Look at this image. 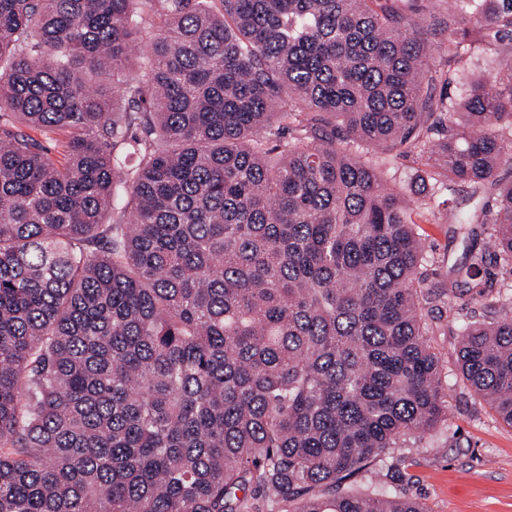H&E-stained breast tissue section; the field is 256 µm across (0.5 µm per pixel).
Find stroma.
<instances>
[{"label": "stroma", "instance_id": "35a3bbf8", "mask_svg": "<svg viewBox=\"0 0 512 512\" xmlns=\"http://www.w3.org/2000/svg\"><path fill=\"white\" fill-rule=\"evenodd\" d=\"M422 244L431 280L445 282L465 244L446 224H426ZM462 321L443 314L428 342L438 354L448 393V418L431 433L390 449L379 466L402 476L398 487L426 512H512V426L477 398L457 363Z\"/></svg>", "mask_w": 512, "mask_h": 512}]
</instances>
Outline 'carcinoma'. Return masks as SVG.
Here are the masks:
<instances>
[{
    "mask_svg": "<svg viewBox=\"0 0 512 512\" xmlns=\"http://www.w3.org/2000/svg\"><path fill=\"white\" fill-rule=\"evenodd\" d=\"M204 2L0 0V512H426L347 482L448 414L446 297L512 426V48L433 92L512 0ZM421 221L487 248L434 283Z\"/></svg>",
    "mask_w": 512,
    "mask_h": 512,
    "instance_id": "carcinoma-1",
    "label": "carcinoma"
}]
</instances>
